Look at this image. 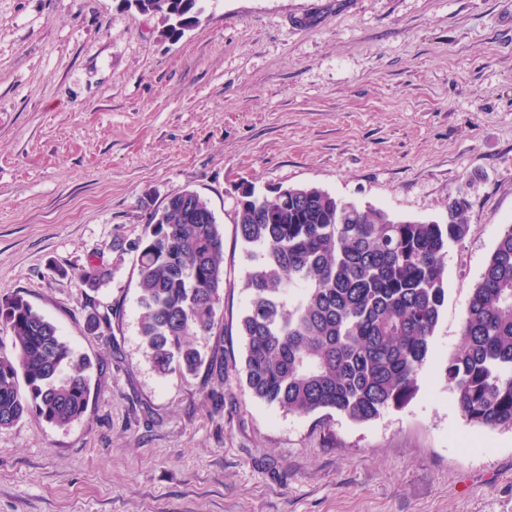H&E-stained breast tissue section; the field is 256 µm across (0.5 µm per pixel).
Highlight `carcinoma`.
<instances>
[{"instance_id": "cac0c4a2", "label": "carcinoma", "mask_w": 512, "mask_h": 512, "mask_svg": "<svg viewBox=\"0 0 512 512\" xmlns=\"http://www.w3.org/2000/svg\"><path fill=\"white\" fill-rule=\"evenodd\" d=\"M199 0H135L178 37L198 20ZM466 201L448 202L443 224L396 220L386 211L314 186L273 200L243 187L236 224L248 304L240 322L245 383L257 400L295 415L333 411L353 422L379 417L413 395L448 292V248L471 232ZM140 332L154 367L195 374L196 341L217 325L224 238L207 199L183 190L151 213L132 246ZM111 272L91 265L94 288ZM12 334L0 345V430L28 414L58 427L88 411L89 364L54 323L15 294L0 303ZM444 376L470 423L512 428V224L503 225L461 322Z\"/></svg>"}]
</instances>
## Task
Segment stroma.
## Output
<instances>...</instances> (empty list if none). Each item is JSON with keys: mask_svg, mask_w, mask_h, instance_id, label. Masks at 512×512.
Here are the masks:
<instances>
[{"mask_svg": "<svg viewBox=\"0 0 512 512\" xmlns=\"http://www.w3.org/2000/svg\"><path fill=\"white\" fill-rule=\"evenodd\" d=\"M165 35L124 0H0V301L92 362L85 416L0 431V512H512V430L468 423L443 370L512 223V0H200ZM315 186L399 220L472 224L412 399L364 423L286 413L242 375L240 183ZM189 189L224 235L199 348L160 374L129 243ZM111 278L85 287L82 270ZM110 323L91 332V314Z\"/></svg>", "mask_w": 512, "mask_h": 512, "instance_id": "1", "label": "stroma"}]
</instances>
